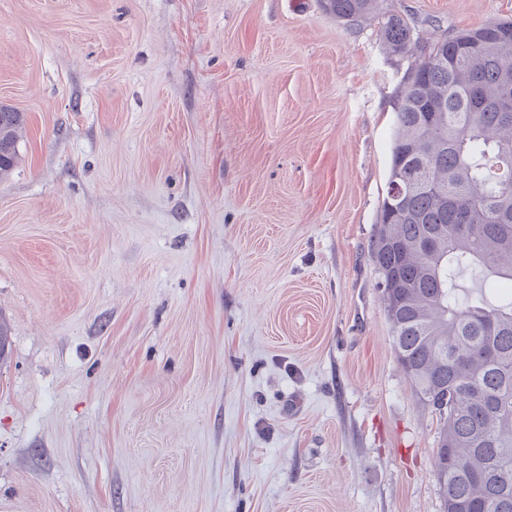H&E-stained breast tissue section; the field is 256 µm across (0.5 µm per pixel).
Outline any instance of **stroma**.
<instances>
[{"instance_id":"obj_1","label":"stroma","mask_w":512,"mask_h":512,"mask_svg":"<svg viewBox=\"0 0 512 512\" xmlns=\"http://www.w3.org/2000/svg\"><path fill=\"white\" fill-rule=\"evenodd\" d=\"M408 65L321 0H0V512H442L370 260ZM23 112L0 105V178L9 175L18 159V129L23 125Z\"/></svg>"}]
</instances>
